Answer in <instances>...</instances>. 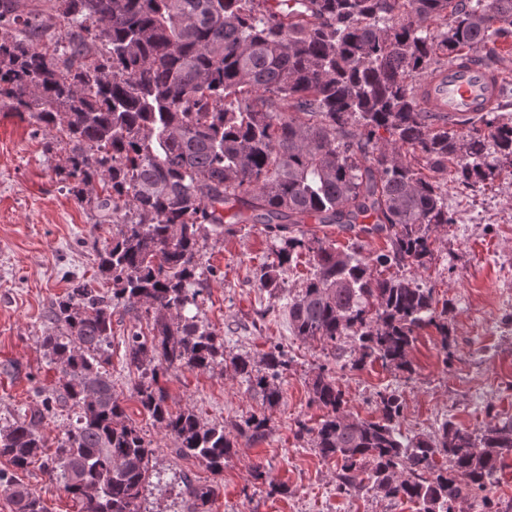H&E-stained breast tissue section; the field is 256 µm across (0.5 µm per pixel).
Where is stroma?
I'll use <instances>...</instances> for the list:
<instances>
[{"label":"stroma","mask_w":512,"mask_h":512,"mask_svg":"<svg viewBox=\"0 0 512 512\" xmlns=\"http://www.w3.org/2000/svg\"><path fill=\"white\" fill-rule=\"evenodd\" d=\"M60 140V133H45L30 118L0 111V425L37 412L56 394L59 372L41 341L52 330L50 310L72 279L112 289L93 245L111 238L112 227L97 225L93 202H77L56 176L62 153L46 151L45 144ZM448 212L452 223L432 231V259L406 274L452 302L449 343L441 345L434 327L417 330L409 373L378 361L354 367L358 341L352 336L335 349L293 335L285 303L304 287L311 254L285 267L282 291L274 296L259 288L258 275L262 264L275 262L279 241L258 224H233L221 232L203 228L201 266L208 274L186 313L223 336L225 361L206 371L169 370L159 384L172 410L193 409L204 423L223 425L230 438L238 439L254 415L266 417L269 426L264 439L241 442L218 475L180 455L174 437L143 410L125 339L132 326H145L146 307L129 309L113 300L107 366L112 391L154 450L141 512H188L189 486L204 484L216 488L206 512H417L405 499L337 493L335 462L296 431L298 422L314 426L325 415L311 400L312 381L325 370L342 390L347 411L359 419L377 417L378 392L399 394L404 409L398 430L406 440L433 435L446 420L476 434L491 418L512 419V335L496 333L512 319L502 304L512 295V166L484 187L449 183ZM276 343L287 350L289 364L279 382L281 399L270 406L235 375L230 361L238 355L260 360ZM19 477L47 512H78L72 496L42 468ZM456 512H512V458Z\"/></svg>","instance_id":"stroma-1"}]
</instances>
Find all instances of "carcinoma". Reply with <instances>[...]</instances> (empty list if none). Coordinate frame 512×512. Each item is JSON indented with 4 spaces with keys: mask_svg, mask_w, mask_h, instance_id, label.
I'll use <instances>...</instances> for the list:
<instances>
[{
    "mask_svg": "<svg viewBox=\"0 0 512 512\" xmlns=\"http://www.w3.org/2000/svg\"><path fill=\"white\" fill-rule=\"evenodd\" d=\"M65 37L46 34L23 0H0V109L29 113L63 134L69 148L55 174L78 201L96 185L100 223L112 239L99 250L113 296L75 280L51 310L43 348L58 366L59 396L76 415L53 453L39 433L49 402L0 428V456L24 470L39 461L63 484L78 512H140L153 449L112 394L106 364L112 298L147 305L152 334L126 337L143 409L173 436L179 452L214 473L239 443L222 426L174 412L159 376L205 371L224 358V337L183 316L199 291L205 224H260L282 243L259 286L275 294L281 269L302 251L314 271L288 299L293 335L336 346L358 338L360 367L379 361L412 371L415 330L433 326L448 348V302L412 278L381 268L423 267L431 227L452 223L443 193L448 168L464 186L492 183L512 165V117L490 112L462 135L448 114L420 108L418 80L464 47L481 44L491 66L512 41V0H52ZM440 22L437 28L434 22ZM102 47H95L96 41ZM298 224L385 236L376 257L360 239L350 250L293 234ZM258 369L232 358L235 374L273 406L288 353L270 347ZM312 400L326 410L299 425L321 455L336 461L337 490L367 489L453 512L512 456V420L473 435L451 422L411 444L398 440L402 399L379 394L375 420L352 417L343 392L322 373ZM266 417L239 436L265 438ZM448 459L449 469L435 458ZM15 512H44L42 500L0 473ZM193 491V512L214 496Z\"/></svg>",
    "mask_w": 512,
    "mask_h": 512,
    "instance_id": "obj_1",
    "label": "carcinoma"
}]
</instances>
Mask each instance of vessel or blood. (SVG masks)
Here are the masks:
<instances>
[{"label": "vessel or blood", "mask_w": 512, "mask_h": 512, "mask_svg": "<svg viewBox=\"0 0 512 512\" xmlns=\"http://www.w3.org/2000/svg\"><path fill=\"white\" fill-rule=\"evenodd\" d=\"M502 89V73L483 64L478 47L473 46L422 82L419 104L427 112L447 113L449 121L459 126L465 118L492 111Z\"/></svg>", "instance_id": "obj_1"}]
</instances>
